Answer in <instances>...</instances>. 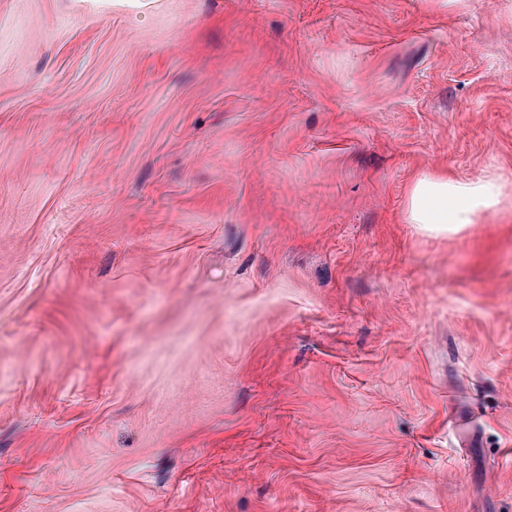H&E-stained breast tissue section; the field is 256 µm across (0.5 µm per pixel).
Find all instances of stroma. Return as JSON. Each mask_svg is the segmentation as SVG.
<instances>
[{
	"instance_id": "1",
	"label": "stroma",
	"mask_w": 512,
	"mask_h": 512,
	"mask_svg": "<svg viewBox=\"0 0 512 512\" xmlns=\"http://www.w3.org/2000/svg\"><path fill=\"white\" fill-rule=\"evenodd\" d=\"M0 512H512V0H0ZM502 198L503 187L495 177L465 181L426 171L408 191L405 220L419 230L446 235L498 211Z\"/></svg>"
}]
</instances>
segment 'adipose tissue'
Masks as SVG:
<instances>
[{
  "label": "adipose tissue",
  "mask_w": 512,
  "mask_h": 512,
  "mask_svg": "<svg viewBox=\"0 0 512 512\" xmlns=\"http://www.w3.org/2000/svg\"><path fill=\"white\" fill-rule=\"evenodd\" d=\"M502 198L503 187L497 178L465 181L427 171L408 191L405 220L420 230L445 235L498 211Z\"/></svg>",
  "instance_id": "adipose-tissue-1"
}]
</instances>
